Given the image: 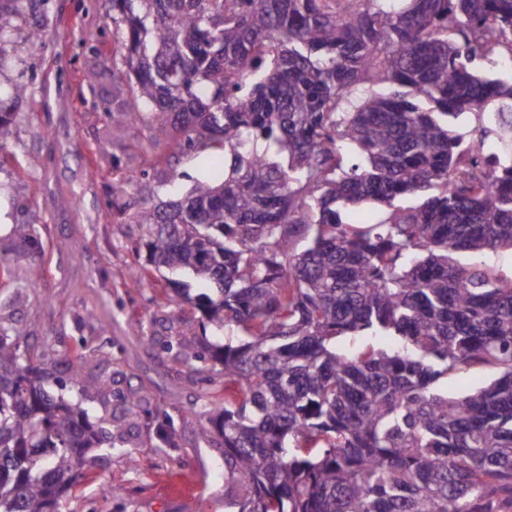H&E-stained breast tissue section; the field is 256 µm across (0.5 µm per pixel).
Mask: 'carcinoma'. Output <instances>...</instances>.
I'll return each instance as SVG.
<instances>
[{
  "instance_id": "carcinoma-1",
  "label": "carcinoma",
  "mask_w": 512,
  "mask_h": 512,
  "mask_svg": "<svg viewBox=\"0 0 512 512\" xmlns=\"http://www.w3.org/2000/svg\"><path fill=\"white\" fill-rule=\"evenodd\" d=\"M33 0H0V62ZM130 97L110 116L224 154V178L136 213L142 281L178 286L202 330L191 415L224 445L236 512H512V275L456 252L512 249V83L476 58L512 50V0H112ZM480 121L465 140L452 125ZM13 113L0 108V150ZM498 151L485 153L486 141ZM420 196L397 207L399 197ZM391 207L348 224L350 205ZM204 290L192 293L193 286ZM0 323V512H59L128 442L146 397L88 379L99 349L63 355L78 399L45 388L49 354ZM391 347L342 351L344 336ZM494 373L460 397L439 382ZM115 398L103 426L87 403Z\"/></svg>"
}]
</instances>
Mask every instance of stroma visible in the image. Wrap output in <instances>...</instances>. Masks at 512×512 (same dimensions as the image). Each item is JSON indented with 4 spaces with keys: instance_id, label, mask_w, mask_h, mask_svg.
I'll use <instances>...</instances> for the list:
<instances>
[{
    "instance_id": "35a3bbf8",
    "label": "stroma",
    "mask_w": 512,
    "mask_h": 512,
    "mask_svg": "<svg viewBox=\"0 0 512 512\" xmlns=\"http://www.w3.org/2000/svg\"><path fill=\"white\" fill-rule=\"evenodd\" d=\"M111 14L109 0H33L17 22L16 37L36 26L46 33L36 51L0 71V104L16 115L0 151V259L11 267L0 280V318L56 354L87 339L100 349L89 377L149 396L126 453L101 459L94 479L61 499L60 512H228L224 451L202 441L198 419L185 415L195 375L161 346L179 336L219 337L199 321L172 320L159 285L131 276L147 262L136 212L182 196L217 165L179 157L174 131L142 151L141 123L109 119L107 109L130 96ZM88 32L98 36L91 49L81 44ZM17 83L30 95L16 102ZM18 224L34 225L36 245L15 236ZM144 330L153 341L140 339ZM168 418L177 445L161 454L156 430ZM105 484L122 486V496L102 497Z\"/></svg>"
}]
</instances>
